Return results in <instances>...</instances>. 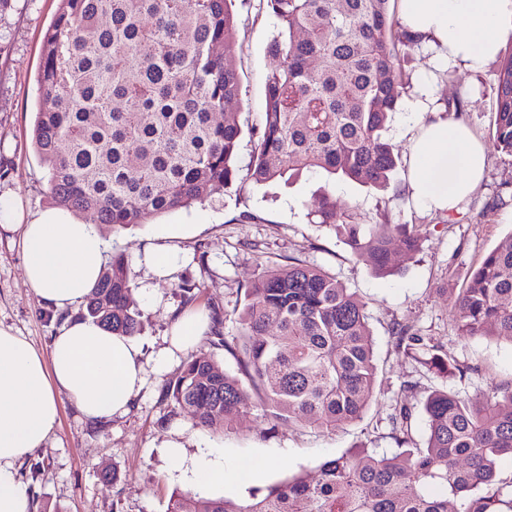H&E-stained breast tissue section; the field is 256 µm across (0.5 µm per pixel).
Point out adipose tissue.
<instances>
[{
	"label": "adipose tissue",
	"instance_id": "obj_1",
	"mask_svg": "<svg viewBox=\"0 0 512 512\" xmlns=\"http://www.w3.org/2000/svg\"><path fill=\"white\" fill-rule=\"evenodd\" d=\"M404 26L425 37L444 64L482 70L512 37V0H398ZM486 150L467 125L423 123L410 143L412 197L446 213L479 185ZM0 230L18 233L25 283L62 322L49 355L0 327V512H30L31 495L14 467L42 448L59 425V395L100 423L128 412L143 383L140 349L88 319L69 315L104 269L107 241L69 211H28L0 197Z\"/></svg>",
	"mask_w": 512,
	"mask_h": 512
}]
</instances>
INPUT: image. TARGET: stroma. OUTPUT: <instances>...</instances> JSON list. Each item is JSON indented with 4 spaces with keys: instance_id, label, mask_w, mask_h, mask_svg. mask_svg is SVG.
Segmentation results:
<instances>
[{
    "instance_id": "1",
    "label": "stroma",
    "mask_w": 512,
    "mask_h": 512,
    "mask_svg": "<svg viewBox=\"0 0 512 512\" xmlns=\"http://www.w3.org/2000/svg\"><path fill=\"white\" fill-rule=\"evenodd\" d=\"M58 0H13L0 12V195L17 196L30 210L51 207L46 170L32 148L30 127L37 99L36 75L44 56V35L58 10ZM235 59L241 83L240 123L244 136L239 159L248 162L252 129L260 127L268 76L279 66L267 51L277 31L275 17L260 0H236ZM435 51L423 42L406 51L401 64L409 78L401 105L386 132L401 165L390 190L375 192L350 182H327L319 172L281 186H257L245 179L210 187L201 201L157 217L151 224L113 233L103 228L109 252L127 256L158 246H172L189 261L176 282L158 284L144 271L133 273L141 327L133 341L142 348L144 383L129 411L94 423L67 396H60V423L44 448L17 468L29 489L33 512H167L173 491L203 498L245 500L250 493L305 472L316 474L327 458L358 447L394 453L388 417L395 404L412 414V435L422 442L425 421L419 401L432 388L447 387L463 396L483 397L492 384L512 382V342L459 334L454 301L470 272L501 237L512 232V159L502 156L489 137L499 60L472 72L462 65L435 66ZM462 112H454V102ZM456 119L474 130L488 152V166L478 188L450 214L426 210L408 187L409 143L423 114ZM329 192L338 212L351 223L390 219L413 226L421 238L414 255H398V275L378 277L350 255L333 233L311 224L308 214L321 192ZM299 257L335 274L366 305L374 335L377 366L375 395L361 420L330 432L305 425L267 430L257 414L243 418L235 431L213 433L195 426L191 415L168 396L181 365L158 367L156 357L181 306L180 282L199 284L194 311H232L244 287L261 266L286 264ZM418 329L422 336L462 364L466 377L426 371L420 361L399 352L394 324ZM0 326L25 336L48 352L57 324L25 284L17 234L0 230ZM179 440L187 464L224 455L223 483H193L184 466L164 448ZM264 463L246 483L232 479L235 464ZM116 481H106L102 470Z\"/></svg>"
}]
</instances>
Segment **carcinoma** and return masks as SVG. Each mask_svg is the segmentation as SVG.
<instances>
[{
    "label": "carcinoma",
    "mask_w": 512,
    "mask_h": 512,
    "mask_svg": "<svg viewBox=\"0 0 512 512\" xmlns=\"http://www.w3.org/2000/svg\"><path fill=\"white\" fill-rule=\"evenodd\" d=\"M45 32L31 144L51 198L119 232L187 208L211 186L236 180L243 129L235 64V0H59ZM391 0H266L278 20L268 51L280 61L267 80L263 122L246 179L289 184L320 171L377 190L398 167L385 132L406 82L400 53L421 42L400 25ZM224 44V53L214 52ZM491 134L512 159V53L501 61ZM311 223L334 232L372 274L400 271L420 240L408 224H352L323 193ZM132 260L112 256L86 297V316L112 332L140 328ZM468 337L512 343V232L471 272L455 300ZM235 338L212 316L213 345L238 372L208 355L186 358L168 387L195 426L231 431L258 412L275 423L320 431L362 418L376 365L365 304L335 275L294 258L267 266L233 309ZM396 348H422L428 370L464 368L411 328H392ZM423 444L411 413L389 417L392 455L366 448L327 459L319 478L297 475L246 501L176 492L168 512H512V382L472 401L427 391Z\"/></svg>",
    "instance_id": "obj_1"
}]
</instances>
